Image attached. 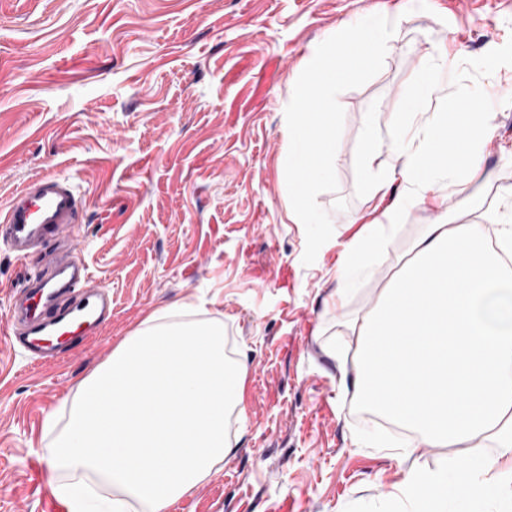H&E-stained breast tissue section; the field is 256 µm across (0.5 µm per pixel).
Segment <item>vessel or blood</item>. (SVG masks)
<instances>
[{"instance_id": "obj_1", "label": "vessel or blood", "mask_w": 512, "mask_h": 512, "mask_svg": "<svg viewBox=\"0 0 512 512\" xmlns=\"http://www.w3.org/2000/svg\"><path fill=\"white\" fill-rule=\"evenodd\" d=\"M82 198L74 178L48 173L16 189L0 211V247L20 261L41 255L40 269L11 294L10 315L0 323L14 352L35 364L59 361L112 319V296L85 262L46 248L77 224Z\"/></svg>"}]
</instances>
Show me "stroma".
<instances>
[{"label": "stroma", "mask_w": 512, "mask_h": 512, "mask_svg": "<svg viewBox=\"0 0 512 512\" xmlns=\"http://www.w3.org/2000/svg\"><path fill=\"white\" fill-rule=\"evenodd\" d=\"M374 14L395 33L380 73L338 97V189L317 197L334 231L307 266L286 194L292 78L329 32ZM427 54L452 64L431 111L492 103L494 178L448 211L493 224L512 187V0H0V209L30 177H73L80 255L112 294L111 323L59 363L28 365L0 339V512H47L62 476L44 464L46 418L147 316L180 304L223 324L246 374L230 452L170 512H408L396 432L341 383L356 348L344 323L438 209H414L346 308L334 300L341 253L375 205L365 138L388 143ZM38 266L0 248V321Z\"/></svg>", "instance_id": "obj_1"}]
</instances>
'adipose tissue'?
Here are the masks:
<instances>
[{"mask_svg": "<svg viewBox=\"0 0 512 512\" xmlns=\"http://www.w3.org/2000/svg\"><path fill=\"white\" fill-rule=\"evenodd\" d=\"M432 66L416 82L414 109L398 113L387 145L367 141L361 166L380 209L346 246L336 305L344 307L384 239L418 206H442L484 177L482 149L492 116L464 104L426 117L435 92ZM395 158L385 165L382 153ZM497 246L486 225L455 216L425 225L373 310L347 321L358 354L343 380L354 398L404 431L396 456L400 487L414 512H512V190L500 200ZM491 448L438 470L412 463L416 448Z\"/></svg>", "mask_w": 512, "mask_h": 512, "instance_id": "ef3b65f1", "label": "adipose tissue"}]
</instances>
